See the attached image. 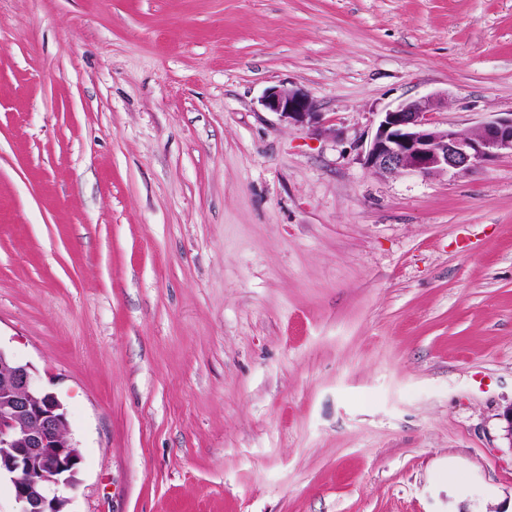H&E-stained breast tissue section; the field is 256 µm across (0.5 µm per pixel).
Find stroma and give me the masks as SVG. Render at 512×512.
Wrapping results in <instances>:
<instances>
[{
	"label": "stroma",
	"instance_id": "1",
	"mask_svg": "<svg viewBox=\"0 0 512 512\" xmlns=\"http://www.w3.org/2000/svg\"><path fill=\"white\" fill-rule=\"evenodd\" d=\"M427 96L512 113V0H0V348L69 512H512V157L362 161ZM262 104L283 121L294 125L317 124L322 116L321 112H314L315 104L310 95L299 88L271 87L264 95Z\"/></svg>",
	"mask_w": 512,
	"mask_h": 512
}]
</instances>
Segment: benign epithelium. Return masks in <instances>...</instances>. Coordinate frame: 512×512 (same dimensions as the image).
I'll return each instance as SVG.
<instances>
[{
    "label": "benign epithelium",
    "mask_w": 512,
    "mask_h": 512,
    "mask_svg": "<svg viewBox=\"0 0 512 512\" xmlns=\"http://www.w3.org/2000/svg\"><path fill=\"white\" fill-rule=\"evenodd\" d=\"M263 106L294 125L321 120L310 95L299 88L271 87ZM432 97L407 100L381 113L363 156L380 174L425 177L464 174L502 155L512 156V113L462 134L436 126ZM0 477L10 479L18 512H65L63 492L77 485L81 456L57 397L39 385L29 363L0 348Z\"/></svg>",
    "instance_id": "7a95c632"
}]
</instances>
